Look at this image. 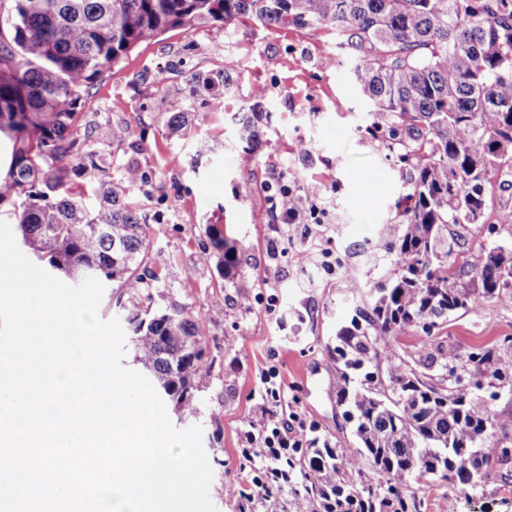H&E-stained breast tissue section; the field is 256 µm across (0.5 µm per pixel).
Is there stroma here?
<instances>
[{
	"instance_id": "stroma-1",
	"label": "stroma",
	"mask_w": 512,
	"mask_h": 512,
	"mask_svg": "<svg viewBox=\"0 0 512 512\" xmlns=\"http://www.w3.org/2000/svg\"><path fill=\"white\" fill-rule=\"evenodd\" d=\"M351 65L332 32L314 37L244 19L228 38L202 24L141 44L82 100L98 123L132 127L130 139L102 151L113 165H138L147 178L128 200L148 226L151 251L168 261L152 290L154 308L182 307L201 325L208 377L194 393L197 414L169 419L179 430L201 426L217 512H239L235 490L252 488L251 470L240 466V432L261 419L264 369L277 368L322 436L352 445L325 347L352 313L345 268H355L368 289L391 264L378 229L395 221L402 187L398 152L375 125L369 100L357 89L340 93ZM228 66L238 79L221 110L198 127L173 131L168 117L183 108L190 75ZM255 103L267 110L256 147L240 137L244 109ZM275 168L297 190L320 189L323 223L271 231L266 186ZM210 224L237 245L232 272L205 255ZM327 252L335 267L324 265ZM272 295L278 303L271 309ZM446 333L464 347L512 336V303L475 307L450 321ZM411 489L422 512H512V465L469 494L426 478Z\"/></svg>"
}]
</instances>
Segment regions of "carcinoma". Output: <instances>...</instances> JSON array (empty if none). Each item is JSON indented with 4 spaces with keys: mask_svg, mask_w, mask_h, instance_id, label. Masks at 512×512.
Returning a JSON list of instances; mask_svg holds the SVG:
<instances>
[{
    "mask_svg": "<svg viewBox=\"0 0 512 512\" xmlns=\"http://www.w3.org/2000/svg\"><path fill=\"white\" fill-rule=\"evenodd\" d=\"M245 16L336 31L353 81L403 148L398 221L380 235L394 265L329 348L356 448L299 449L288 494L314 512H421L406 493L415 479L484 487L512 463L494 452L512 447V417L486 403L489 390L512 396V337L461 350L439 332L475 306L512 300L491 246L459 251L482 223L485 187L512 164V0H0V204H13L21 247L79 283H118L136 360L178 412L197 414L193 391L208 374L200 327L176 305L142 306L165 266L123 201L143 174L129 163L113 178L100 151L131 138V127L96 125L79 105L140 44L200 23L230 36ZM235 80L232 69L191 75L168 125L182 129ZM263 114L248 107L247 143L260 141ZM206 236L232 270L236 245L215 224ZM308 472L323 481L310 483Z\"/></svg>",
    "mask_w": 512,
    "mask_h": 512,
    "instance_id": "obj_1",
    "label": "carcinoma"
}]
</instances>
